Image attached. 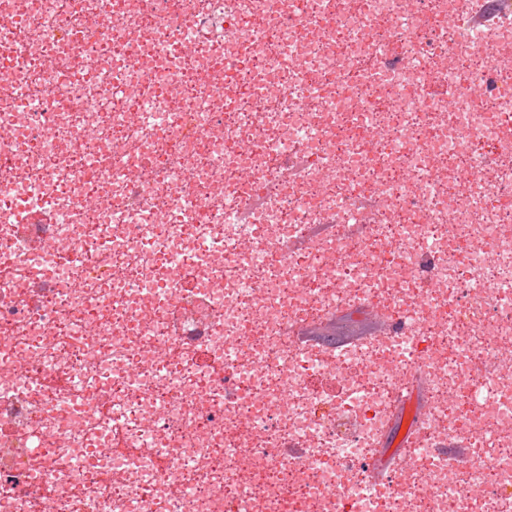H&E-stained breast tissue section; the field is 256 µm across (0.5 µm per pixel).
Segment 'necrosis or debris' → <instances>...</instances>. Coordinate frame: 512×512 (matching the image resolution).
<instances>
[{"label":"necrosis or debris","mask_w":512,"mask_h":512,"mask_svg":"<svg viewBox=\"0 0 512 512\" xmlns=\"http://www.w3.org/2000/svg\"><path fill=\"white\" fill-rule=\"evenodd\" d=\"M0 512H512V0H0ZM374 315L367 306L344 307L330 320L318 326L314 335L332 336L336 340L347 336H372L378 332ZM403 374L406 377L404 388L402 392L394 399L390 414L388 416V426L383 434L379 446L390 438L392 425L396 422L397 418L403 417L410 403V398L414 389L417 388L418 382L423 376L429 373L423 366L414 361L406 362L403 365ZM430 374V373H429ZM421 416V413L416 412L408 420L409 426L404 432L406 419H403L393 438L389 440V446L383 449L382 457L388 460L398 443L397 456L390 459L387 464L383 463L381 456L375 451L363 462L362 476L363 480L367 482L369 486L378 487L392 483L395 480L416 445L417 431L423 421L421 420ZM402 432L403 434L400 437Z\"/></svg>","instance_id":"obj_1"}]
</instances>
